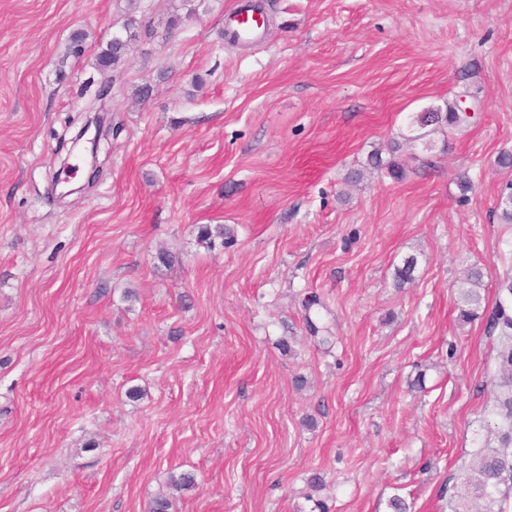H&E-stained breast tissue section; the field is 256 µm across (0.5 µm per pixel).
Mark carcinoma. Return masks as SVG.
<instances>
[{"label":"carcinoma","instance_id":"cac0c4a2","mask_svg":"<svg viewBox=\"0 0 512 512\" xmlns=\"http://www.w3.org/2000/svg\"><path fill=\"white\" fill-rule=\"evenodd\" d=\"M132 34L118 41H108L97 56L100 71L117 68L130 48ZM470 123L466 113L458 104H449L441 112L432 110L421 112L410 122L413 135L404 137V142L395 141L389 148L388 156L374 151L367 157V165L393 180H401L406 172V159L415 158V154H404V147H412L422 142L428 150L434 147L428 140L431 134L445 128L458 129ZM200 239L210 244L219 239L225 245L234 241V234L222 224L204 225L200 229ZM417 258L405 257L395 267V282L401 286L415 279ZM485 273L479 267L467 269V287L460 289L456 307L457 319L463 324L482 320L485 333L497 343V381L493 386V426L490 427L493 444H485L478 449L472 463L465 468L462 477L469 489L470 499L458 501L454 512H507V495L512 493V265L494 272L496 299L493 306L484 304L482 287ZM322 305L320 297L311 294L304 298V322L312 337L320 338L325 343L330 340L327 327L320 325L311 316L313 309ZM196 486L195 475L182 472L170 475L169 492L155 497L148 506V512H175L178 494ZM312 494L308 500L314 507L311 512H327L325 503L318 499L317 493L324 489L325 482L321 475L314 474L309 480Z\"/></svg>","mask_w":512,"mask_h":512}]
</instances>
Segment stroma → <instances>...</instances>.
Masks as SVG:
<instances>
[{
  "label": "stroma",
  "mask_w": 512,
  "mask_h": 512,
  "mask_svg": "<svg viewBox=\"0 0 512 512\" xmlns=\"http://www.w3.org/2000/svg\"><path fill=\"white\" fill-rule=\"evenodd\" d=\"M261 4L262 41L233 44L242 0H0V512H146L184 471L177 512H308L315 472L329 512H452L496 373L453 284L512 263V0ZM131 16L100 173L73 159L77 194L49 200ZM461 93L478 117L447 149L347 183ZM133 23L136 22L133 19H131L130 22L127 24V28L125 29L127 33L126 38L120 36V40L114 42L112 40V37L114 38L118 33H113L111 37L112 41L109 40L106 43V46L103 47L101 51L98 53L97 66L100 71L105 72V70L111 65L112 71H114L119 66L122 59L126 56L127 50L130 48V42L132 40V32L130 31V29L131 26H133ZM322 302L320 297L316 294H311L304 298L302 302V307L304 310V322L306 329L314 338H319L322 343L329 342L331 337L333 336H325L330 335V331L327 327L320 325L316 320H314L311 316V313L315 307L321 306ZM322 335V336H318Z\"/></svg>",
  "instance_id": "1"
}]
</instances>
